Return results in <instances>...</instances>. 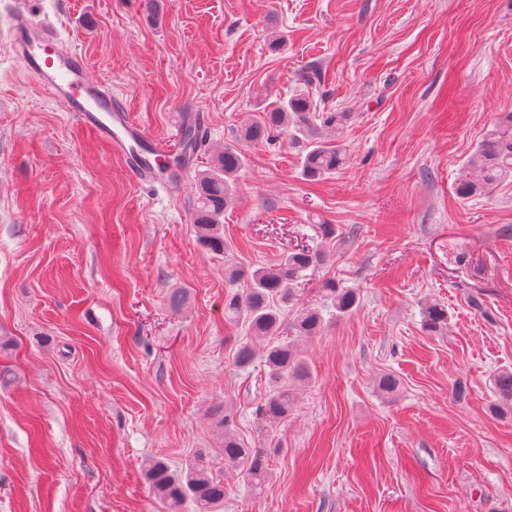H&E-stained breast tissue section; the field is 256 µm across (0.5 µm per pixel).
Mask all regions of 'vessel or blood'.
<instances>
[{
	"mask_svg": "<svg viewBox=\"0 0 512 512\" xmlns=\"http://www.w3.org/2000/svg\"><path fill=\"white\" fill-rule=\"evenodd\" d=\"M8 44L23 70L85 131L106 143L136 181L174 190L178 180L162 165L168 150L131 116L124 100L88 74L86 59L51 22L16 11Z\"/></svg>",
	"mask_w": 512,
	"mask_h": 512,
	"instance_id": "b4317fda",
	"label": "vessel or blood"
}]
</instances>
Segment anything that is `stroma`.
I'll return each mask as SVG.
<instances>
[{
    "mask_svg": "<svg viewBox=\"0 0 512 512\" xmlns=\"http://www.w3.org/2000/svg\"><path fill=\"white\" fill-rule=\"evenodd\" d=\"M26 2L159 143L190 112L208 137L176 190L139 184L0 35V512H168L141 466L197 453L224 479L222 512H512V416L491 387L512 369V182L455 191L512 113V0ZM295 95L350 113L347 163L310 181L291 136L244 146L227 249L210 251L196 172ZM304 244L326 254L302 283L323 328L281 332L310 377L265 432L268 378L234 363L247 329L224 318L243 288L228 271ZM329 278L357 295L346 315L320 297ZM426 301L447 308L440 329L424 328ZM218 407L273 451L261 494L224 466Z\"/></svg>",
    "mask_w": 512,
    "mask_h": 512,
    "instance_id": "35a3bbf8",
    "label": "stroma"
}]
</instances>
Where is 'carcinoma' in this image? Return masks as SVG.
I'll return each mask as SVG.
<instances>
[{
	"label": "carcinoma",
	"instance_id": "cac0c4a2",
	"mask_svg": "<svg viewBox=\"0 0 512 512\" xmlns=\"http://www.w3.org/2000/svg\"><path fill=\"white\" fill-rule=\"evenodd\" d=\"M348 112H313L304 97L280 100L275 107L247 119L241 126L239 138L243 143H269L282 133L292 130L306 141L302 162L303 175L319 179L336 171L347 162V149L340 143L331 144L325 132L341 128L349 119ZM194 127L185 131L183 151L173 164L183 167L190 161L196 146ZM246 163L243 151L234 146L224 147L210 168L197 175L194 194V227L199 241L214 252L224 251L222 232L224 210L233 200L232 184ZM466 173L456 185V194L463 198L485 195L503 182L512 179V113L499 118L486 131L465 164ZM321 261V253L307 248L288 253L275 268L232 269L230 278L246 283L241 294L224 302V317L243 321L254 338L275 335L282 328L281 307L296 299V286L303 272ZM322 294L344 315L356 303L355 293L334 280L324 283ZM423 325L432 331L447 320V311L437 303L422 309ZM321 312L310 305L297 310L291 329L299 336H314L321 331ZM264 364L270 384V394L256 409L264 426L273 427L288 418L292 395L288 380H305L306 364L298 350L283 342L264 352ZM495 407L501 413L512 412V370L502 369L492 377ZM214 415L223 426L222 454L224 464L239 471L251 490L261 493L271 473V449L249 448L237 436L230 424L229 414L217 409ZM147 489L162 499L169 512H180L190 499L197 512H213L224 504V479L213 474L203 454L188 460L179 471L171 469L163 458H152L143 465Z\"/></svg>",
	"mask_w": 512,
	"mask_h": 512
}]
</instances>
